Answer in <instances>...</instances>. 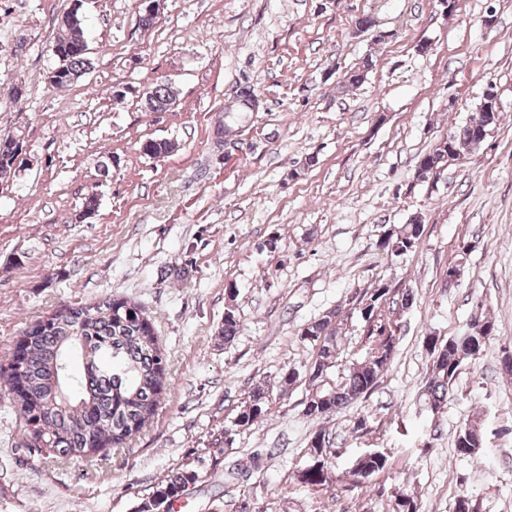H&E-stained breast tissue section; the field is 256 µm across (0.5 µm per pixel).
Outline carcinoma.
Segmentation results:
<instances>
[{
	"instance_id": "cac0c4a2",
	"label": "carcinoma",
	"mask_w": 512,
	"mask_h": 512,
	"mask_svg": "<svg viewBox=\"0 0 512 512\" xmlns=\"http://www.w3.org/2000/svg\"><path fill=\"white\" fill-rule=\"evenodd\" d=\"M55 43L62 47L64 72L53 85L67 87L91 69L86 52L84 25L61 28ZM175 94L166 84L152 87L145 108L164 112L173 106ZM502 120V113L479 110L476 118L448 132L449 141L439 142L421 159L422 165L436 171L452 164L448 145L464 156L471 151L476 132L491 131ZM21 142L0 137V179L14 171L12 162ZM421 236L415 219L389 228L378 247L399 257L415 251ZM230 292L224 308L221 334L231 341L240 330V319ZM415 300L409 289L392 288L378 282L353 298L363 329L364 357L347 369L339 384L327 386V373L337 367L340 350L338 309L300 329L298 336L317 348L310 367V387L303 412L311 419L338 413L361 396L368 394L387 371L398 353V324L386 315L388 309H407ZM496 331L494 321L474 323L459 336L440 339L428 335L424 342H434L429 351L434 357L432 375L422 390V406L433 412L445 405L462 365L471 360V350L481 352ZM23 345V374L16 375L14 360L0 364V380L8 399L26 424L33 426L47 448L59 456L82 461L101 457L148 425L169 387L167 355L158 340L154 324L138 305L109 296L90 305L67 306L52 311L16 337ZM299 378L290 367L281 374L280 390L268 385L256 386L237 413L235 425L250 428L268 412L270 401L283 395ZM487 434L480 421L461 426L455 443L458 453L475 455L484 447ZM333 441L321 430L310 440L307 465L298 471V482L310 489L333 484L329 449ZM388 455L384 451L359 456L350 476L365 479L384 470ZM197 473L185 466L157 484L152 495L141 503L138 512H159L189 485Z\"/></svg>"
}]
</instances>
